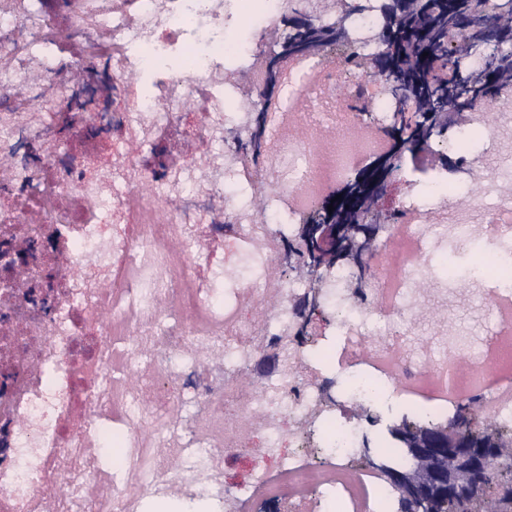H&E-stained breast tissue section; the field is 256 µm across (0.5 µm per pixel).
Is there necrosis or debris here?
Masks as SVG:
<instances>
[{
    "mask_svg": "<svg viewBox=\"0 0 512 512\" xmlns=\"http://www.w3.org/2000/svg\"><path fill=\"white\" fill-rule=\"evenodd\" d=\"M356 2L350 49L369 59L380 0ZM313 3L58 0L61 28L43 0H0V512H396L386 469L353 464L378 403L365 379L393 411L512 430V372L508 395L484 383L512 331V90L423 146L440 158L425 180L382 187L390 234L363 279L326 270L318 334L282 255L317 195L384 154L398 114L386 80L329 55L297 63L294 133L266 112L255 135L258 63L284 19L335 20ZM73 73L103 83L97 103L57 105ZM65 118L110 141L96 167ZM462 254L473 273L446 272ZM269 354L275 373L247 380Z\"/></svg>",
    "mask_w": 512,
    "mask_h": 512,
    "instance_id": "obj_1",
    "label": "necrosis or debris"
}]
</instances>
